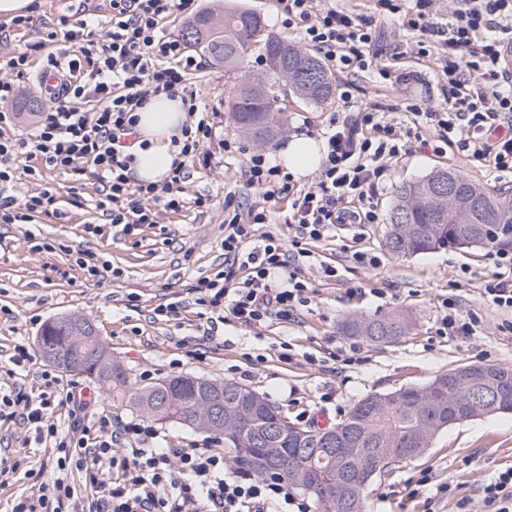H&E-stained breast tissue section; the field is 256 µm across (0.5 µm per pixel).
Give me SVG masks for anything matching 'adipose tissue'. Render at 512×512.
<instances>
[{"label": "adipose tissue", "instance_id": "ef3b65f1", "mask_svg": "<svg viewBox=\"0 0 512 512\" xmlns=\"http://www.w3.org/2000/svg\"><path fill=\"white\" fill-rule=\"evenodd\" d=\"M137 131L144 141L136 148L135 176L145 184H157L169 174L177 156L172 140L187 120L180 100L159 95L139 110ZM324 149L316 140L293 138L280 152L289 172L299 175L318 167L324 160Z\"/></svg>", "mask_w": 512, "mask_h": 512}]
</instances>
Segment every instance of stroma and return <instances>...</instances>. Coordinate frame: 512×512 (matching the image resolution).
Returning a JSON list of instances; mask_svg holds the SVG:
<instances>
[{
    "label": "stroma",
    "instance_id": "stroma-1",
    "mask_svg": "<svg viewBox=\"0 0 512 512\" xmlns=\"http://www.w3.org/2000/svg\"><path fill=\"white\" fill-rule=\"evenodd\" d=\"M34 2L33 28L19 31L0 21V34L7 35L12 45L38 40L58 27L60 19L73 20L84 11L102 21L110 14L109 0ZM381 33L371 70L351 77L336 72L332 78L338 84L353 79L360 108L380 106L409 127L415 106L431 110L443 106L436 87L438 52L433 49L424 55L413 46L394 61L389 49L408 33L389 23ZM391 64L413 73V81L401 87L380 82L377 68ZM231 86L223 66L207 59L186 81L187 94L200 107L217 109L223 117L185 183L188 195L210 197L207 209L160 213L157 223L144 226L137 236L124 235L121 227L109 224L92 234L88 224L100 219L93 207L99 187L93 175H86L83 189L77 191L71 190L67 176L50 170L43 171L40 181L23 178L8 187V194L18 199L42 185L56 188L66 217L38 214L28 224H0L1 388L33 397L41 392L42 374L53 369L51 363L38 355L16 368L10 358L17 345L35 347L42 325L60 315L89 319L132 376L147 370L157 380L185 374L232 380L283 408L290 420H297L303 410L313 411L320 427L339 422L368 393L422 386L462 363L512 366V311L495 307L483 296L484 283L495 270L491 246L446 247L399 257L386 249L382 224H339L310 243L312 258L299 259L295 267L314 288V298L290 318L261 326L228 322L215 332H205L190 288L224 266L225 196H234L244 207L262 199L261 191L247 182L251 152L261 149L277 155L298 127L310 125L318 135L343 113L335 99L315 105L289 97L280 135L262 145L236 127L230 113ZM228 140L240 143V151L225 152ZM446 166L487 188L512 193V174L470 162L455 150L436 153L420 148L414 141L408 153L391 164L378 197L381 215H388L401 183ZM36 243L41 246L37 252L32 249ZM358 251L375 256L376 266L357 263ZM80 252L92 256L96 276L76 266ZM324 263L336 266L335 279L322 278ZM446 297L455 299L462 315L478 319V333L470 341L436 336L435 324ZM176 299L183 302L180 313L157 319L156 308ZM392 313L409 318L406 336L377 346L361 342V363L336 362V351L350 342L341 330L342 322ZM283 341L294 351L286 363L278 357ZM250 353L262 354V362L247 361ZM329 391L335 399L327 404L321 396ZM0 457L19 464L16 472L0 477V512H10L15 501L51 483L55 475L50 444L36 443L29 424L17 418H0ZM509 466L512 413L454 424L434 436L424 455L376 477L365 490V512H426L425 495L411 496L407 484L422 471L430 472L434 483L455 488L454 495L437 500V512H459L460 500L478 502L483 479Z\"/></svg>",
    "mask_w": 512,
    "mask_h": 512
}]
</instances>
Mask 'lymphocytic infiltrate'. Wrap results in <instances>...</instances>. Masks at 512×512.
Segmentation results:
<instances>
[{
  "label": "lymphocytic infiltrate",
  "mask_w": 512,
  "mask_h": 512,
  "mask_svg": "<svg viewBox=\"0 0 512 512\" xmlns=\"http://www.w3.org/2000/svg\"><path fill=\"white\" fill-rule=\"evenodd\" d=\"M285 27L342 73L373 67L377 23L397 18L418 34L419 49L436 42L440 51L446 103L418 115L420 127L433 130L437 142L465 153L468 160L498 172L512 171V72L502 50L512 42V0H448V19L436 21L437 0H372L369 13L337 7L336 0H278ZM105 24L91 18L63 22L46 37L12 50L10 69L32 60L43 69L58 68L69 53V81L50 91L53 105L42 113L31 138H19L15 115L0 111V223L27 224L37 214L58 215L59 198L49 188L16 199L6 189L18 173L20 156L41 167L82 181L93 172L100 184L95 208L107 223L132 235L153 223L158 210L178 212L209 207L204 196H187L183 183L189 163L201 156L216 133V113L185 97V82L197 59L185 55L179 35L163 27L167 18L193 14L196 0H110ZM181 98L189 121L174 145L179 160L164 184H137L129 139L141 109L152 96ZM409 129L371 107L333 119L323 133L326 158L308 189L291 203L290 235L281 239L257 227L272 221L271 204L291 183L290 173L273 164L267 152L249 158L250 185L262 202L237 207L226 197L224 267L197 280L191 291L208 323L263 325L285 320L311 302V288L293 270L310 257V242L336 224H376V194L392 159L407 151ZM495 271L483 288L492 304L512 310V251L493 254ZM58 378L46 374L38 397L0 393V414L8 412L32 424L36 441L52 442L57 476L51 486L20 499L12 512H69L75 488L68 475L83 474L92 495V512H312L310 500L283 478L239 476L229 472L224 454L210 445L160 448L156 431L136 422L113 423L110 416L78 415L73 432L60 433L52 421ZM460 512H512V467L483 485L478 506L459 503Z\"/></svg>",
  "instance_id": "1"
}]
</instances>
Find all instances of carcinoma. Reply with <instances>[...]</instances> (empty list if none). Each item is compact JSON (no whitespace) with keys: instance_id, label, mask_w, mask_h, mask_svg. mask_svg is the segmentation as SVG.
<instances>
[{"instance_id":"cac0c4a2","label":"carcinoma","mask_w":512,"mask_h":512,"mask_svg":"<svg viewBox=\"0 0 512 512\" xmlns=\"http://www.w3.org/2000/svg\"><path fill=\"white\" fill-rule=\"evenodd\" d=\"M214 17L212 11L200 12L186 23L181 36L201 55L224 64L225 75L234 80L232 118L253 140L269 143L281 130L285 108L280 105L276 86L283 72L300 75L316 70L318 80H299L289 88L296 97L313 104L331 100L334 82L321 60L268 32L260 14L234 4L224 8V24L215 22ZM255 48L265 56L269 73L260 85L239 75L244 59ZM447 174L448 169L438 168L397 188L385 237L390 252L410 256L440 247L462 248L472 242L483 246L512 234V197L494 194L457 170L454 174L459 179V194L464 199L477 195L480 204L448 213V201L429 192L433 182ZM398 215L404 217V223L416 225L418 231L401 232ZM343 329L349 336L390 344L407 333L409 322L392 314L366 321L351 320L343 324ZM37 341L63 354L74 352L70 327L52 319L44 325ZM83 374L112 400L136 411L145 403L154 402L158 411L152 418L160 422H180L189 414L195 397L189 382L168 393L163 390V381L140 384L126 369L109 366L100 355L86 359ZM483 393L492 394L497 402L493 413L512 412V367L465 365L458 381L444 372L422 387L368 393L354 403L343 419L330 426L336 440L334 453L325 452L318 439L308 442V451H299L292 426L279 433L274 443L267 444L266 431L276 425L279 411L271 404L263 410L246 409L237 419V433L224 441L234 450L237 466L251 475L273 472L291 479L282 470L254 466L253 459L269 446L278 449L282 457L300 456L308 462L309 478L294 483L298 491L312 498L322 512H331L328 505L334 502L339 504L337 512H364V491L378 474L396 462L411 461L424 454L430 447V437L448 426L485 416L477 404L463 403L464 398Z\"/></svg>"}]
</instances>
